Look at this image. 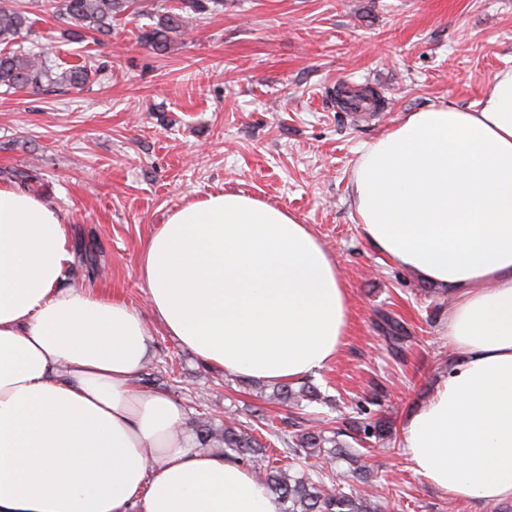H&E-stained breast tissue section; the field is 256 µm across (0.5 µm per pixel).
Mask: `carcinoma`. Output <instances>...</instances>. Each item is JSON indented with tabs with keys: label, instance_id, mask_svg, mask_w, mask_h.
I'll return each instance as SVG.
<instances>
[{
	"label": "carcinoma",
	"instance_id": "1",
	"mask_svg": "<svg viewBox=\"0 0 512 512\" xmlns=\"http://www.w3.org/2000/svg\"><path fill=\"white\" fill-rule=\"evenodd\" d=\"M49 9L69 26V33L81 37L86 33L108 34L112 18L130 10L138 12V0H47ZM217 8L224 0H177L165 6L158 22L143 29L140 41L156 51H164L172 37L183 32L190 14L208 11L207 3ZM32 21L27 12L0 0V88L6 92H25L43 85L84 86L92 81L94 72L85 66L59 69L50 64L42 52L19 46L24 33L31 31ZM260 398L270 403H289L294 406L306 400L322 403L320 391L310 385L294 390L286 384L260 392ZM296 423H289V428ZM289 428L276 429L273 436L286 449L283 458L276 457L277 449L263 443L264 437L256 429L237 419H228L218 425L211 418L198 422L196 436L202 445L216 443L224 455L253 467L254 474L268 486L280 505V512H384L381 496L373 491L369 476L358 474L360 488L344 485V479L324 464L351 458L345 438L355 433L364 438L383 441L390 437V423L382 418L371 422L343 426L329 431ZM264 465L256 466V460Z\"/></svg>",
	"mask_w": 512,
	"mask_h": 512
}]
</instances>
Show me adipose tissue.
<instances>
[{
	"instance_id": "ef3b65f1",
	"label": "adipose tissue",
	"mask_w": 512,
	"mask_h": 512,
	"mask_svg": "<svg viewBox=\"0 0 512 512\" xmlns=\"http://www.w3.org/2000/svg\"><path fill=\"white\" fill-rule=\"evenodd\" d=\"M352 202L368 241L451 298L453 359L404 419L408 458L449 498L512 502V69L476 109L411 112L365 144ZM68 243L58 209L0 185V512H278L246 466L179 433L168 393L136 385L151 331L122 300L60 287ZM140 272L158 324L237 376L304 378L347 332L331 252L239 192L172 212Z\"/></svg>"
}]
</instances>
